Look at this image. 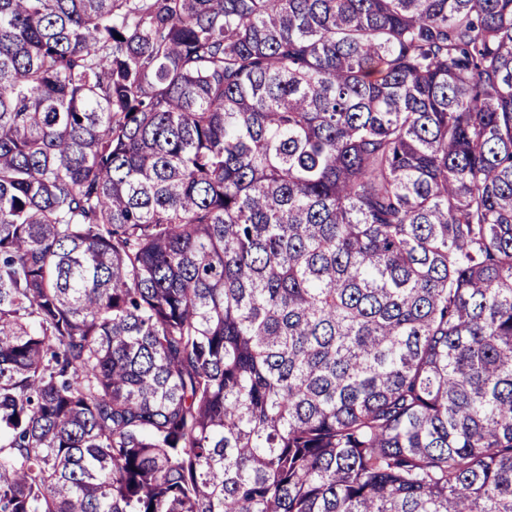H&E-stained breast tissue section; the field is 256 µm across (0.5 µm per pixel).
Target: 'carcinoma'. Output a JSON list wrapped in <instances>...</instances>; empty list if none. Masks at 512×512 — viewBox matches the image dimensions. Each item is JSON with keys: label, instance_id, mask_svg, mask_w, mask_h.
<instances>
[{"label": "carcinoma", "instance_id": "1", "mask_svg": "<svg viewBox=\"0 0 512 512\" xmlns=\"http://www.w3.org/2000/svg\"><path fill=\"white\" fill-rule=\"evenodd\" d=\"M0 512H512V0H0Z\"/></svg>", "mask_w": 512, "mask_h": 512}]
</instances>
